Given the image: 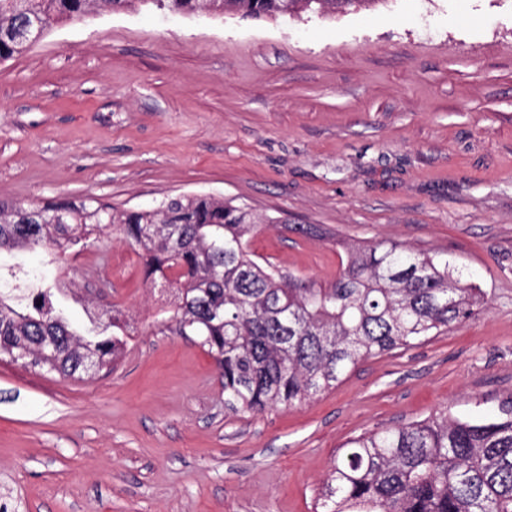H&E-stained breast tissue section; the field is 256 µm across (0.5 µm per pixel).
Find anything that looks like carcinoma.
<instances>
[{"label": "carcinoma", "mask_w": 512, "mask_h": 512, "mask_svg": "<svg viewBox=\"0 0 512 512\" xmlns=\"http://www.w3.org/2000/svg\"><path fill=\"white\" fill-rule=\"evenodd\" d=\"M368 0H0V63L53 24L138 4L196 15L261 18L333 13ZM273 219L208 195L181 194L149 209L95 198L0 201V251L65 253L110 227L144 260V276L174 296L167 327L200 337L224 377L235 414L296 407L333 388L360 362L447 333L484 303L448 259L401 242L346 248L323 288L269 262L250 242ZM21 308L0 295V358L82 377L113 365L129 336L119 310L91 316L78 334L56 290ZM320 512H512V401L489 420L436 411L351 439L322 480Z\"/></svg>", "instance_id": "carcinoma-1"}]
</instances>
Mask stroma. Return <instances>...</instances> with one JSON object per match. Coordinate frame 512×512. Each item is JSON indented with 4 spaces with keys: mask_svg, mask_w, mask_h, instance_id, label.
<instances>
[{
    "mask_svg": "<svg viewBox=\"0 0 512 512\" xmlns=\"http://www.w3.org/2000/svg\"><path fill=\"white\" fill-rule=\"evenodd\" d=\"M177 194L273 217L250 247L326 285L344 248L447 257L485 305L448 333L367 359L292 409L233 414L170 294L112 229L62 255L0 254L27 288L62 280L77 331L135 330L84 378L0 361L8 512H314L352 438L512 400V0H377L328 16L128 9L53 25L0 64V199Z\"/></svg>",
    "mask_w": 512,
    "mask_h": 512,
    "instance_id": "35a3bbf8",
    "label": "stroma"
}]
</instances>
